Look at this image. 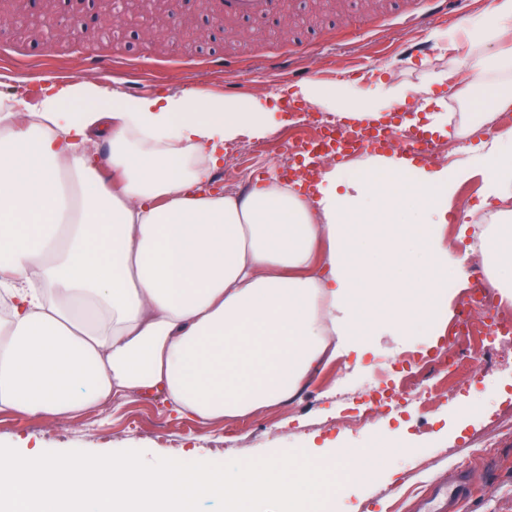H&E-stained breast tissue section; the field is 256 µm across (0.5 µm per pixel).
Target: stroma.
<instances>
[{"label": "stroma", "mask_w": 512, "mask_h": 512, "mask_svg": "<svg viewBox=\"0 0 512 512\" xmlns=\"http://www.w3.org/2000/svg\"><path fill=\"white\" fill-rule=\"evenodd\" d=\"M483 0H466L458 22L436 17L434 0H280L281 20H241L216 16L212 0H182L164 23L132 18L121 23L119 39L102 37L104 8L100 0H0V93L25 92L39 99L40 77H65L83 71L101 84L113 79L150 80L149 94L177 88L223 93L225 80L256 97L279 93L291 75L317 72L328 64L354 80L350 62L363 59L372 71L362 87L378 79L397 78L412 84L427 81L449 64L435 38L475 19ZM82 15L88 28L78 36L65 30L68 19ZM61 28L53 47H46L44 21ZM290 125L275 126L250 150L231 145L216 178L245 173L248 186L281 174L284 144L298 131L325 121V113L303 106ZM480 179L464 184L448 211L445 233L457 252L470 250L474 224L502 204L483 200ZM425 332L399 345L383 338L360 365L328 364L290 402L257 411L236 421L201 422L171 410L163 395L128 394L64 420L0 411V444L19 451L81 448L104 454L126 449L158 457L214 463L268 457L281 449L301 450L311 442L340 441L356 448H385L355 481L347 505L359 512H413L424 502L432 483L471 481L470 512H512V347L490 354L487 361L444 380L432 367L401 375L404 359L435 345ZM423 384L431 387L426 407L399 402L370 411L363 427L342 418L347 402L375 388ZM477 396L481 411L463 433H456L458 409ZM419 442V450L405 441ZM400 468L398 482H386V466Z\"/></svg>", "instance_id": "35a3bbf8"}]
</instances>
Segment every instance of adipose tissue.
Masks as SVG:
<instances>
[{"label": "adipose tissue", "instance_id": "obj_1", "mask_svg": "<svg viewBox=\"0 0 512 512\" xmlns=\"http://www.w3.org/2000/svg\"><path fill=\"white\" fill-rule=\"evenodd\" d=\"M464 46L470 64L428 84L313 79L296 94L355 127L412 99L425 131L442 134L448 104L431 86L452 79L470 95L466 138L512 111V80L490 76L512 69V0H486L444 48ZM273 122L254 96L134 98L76 71L50 78L34 106L0 96V410L67 418L154 391L180 414L243 418L363 356L372 337L444 335L467 261L444 233L448 208L477 175L486 196L512 200V128L449 166L362 154L322 168L308 197L276 182L212 193L225 144L264 138ZM481 251L512 299V209Z\"/></svg>", "mask_w": 512, "mask_h": 512}]
</instances>
